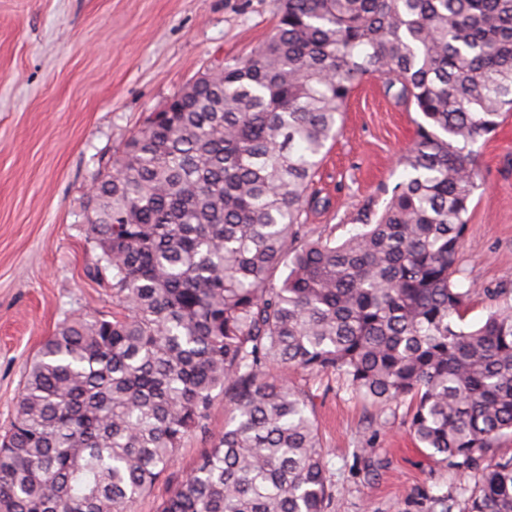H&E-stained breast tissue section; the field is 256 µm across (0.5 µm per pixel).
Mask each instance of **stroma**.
<instances>
[{"instance_id":"stroma-1","label":"stroma","mask_w":512,"mask_h":512,"mask_svg":"<svg viewBox=\"0 0 512 512\" xmlns=\"http://www.w3.org/2000/svg\"><path fill=\"white\" fill-rule=\"evenodd\" d=\"M279 0H0V434L10 426L26 364L67 319L112 313V290L89 274L97 251L87 227L99 161L206 67L253 52L273 31ZM421 115L396 106L381 79L349 98L341 135L313 188L314 233L344 238L367 200L384 205ZM481 175L461 252L481 292L465 321L487 314L484 289L512 292V115L480 139ZM289 380L312 398L328 461V512H441L469 483L420 448L410 406L377 408L333 375ZM229 408L216 394L209 431L188 437L172 467L126 512H161Z\"/></svg>"}]
</instances>
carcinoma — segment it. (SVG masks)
I'll return each mask as SVG.
<instances>
[{
    "instance_id": "carcinoma-1",
    "label": "carcinoma",
    "mask_w": 512,
    "mask_h": 512,
    "mask_svg": "<svg viewBox=\"0 0 512 512\" xmlns=\"http://www.w3.org/2000/svg\"><path fill=\"white\" fill-rule=\"evenodd\" d=\"M370 76L421 113L380 213L336 242L303 215ZM512 112V0H280L272 34L151 112L95 179L112 318L62 323L26 367L0 435V512H124L232 417L162 512H327L309 400L266 370L343 379L374 405L410 400L414 439L474 481L462 512H512V302L460 253L478 141ZM283 271L275 278L277 271Z\"/></svg>"
}]
</instances>
